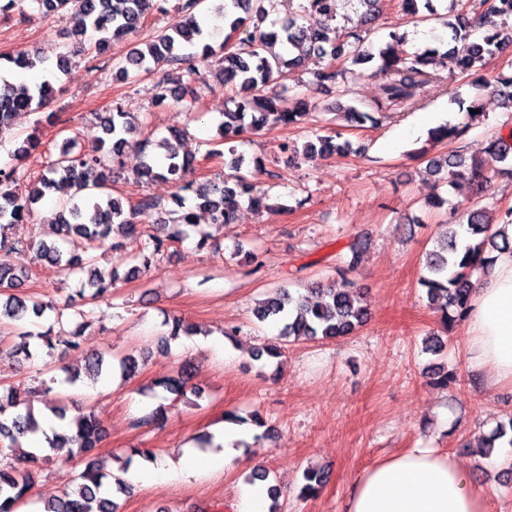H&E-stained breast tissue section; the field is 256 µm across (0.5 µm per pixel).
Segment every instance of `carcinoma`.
<instances>
[{
	"instance_id": "obj_1",
	"label": "carcinoma",
	"mask_w": 512,
	"mask_h": 512,
	"mask_svg": "<svg viewBox=\"0 0 512 512\" xmlns=\"http://www.w3.org/2000/svg\"><path fill=\"white\" fill-rule=\"evenodd\" d=\"M31 2L39 12L50 15L58 11L70 13L74 28L67 38L73 47L96 39V45L106 48L110 43L136 33L150 14L164 13L161 0H0V13L22 8ZM357 2L362 8L365 26L374 23L384 10L386 0H346ZM204 0H180L179 14L158 30L153 40L142 48H134L126 63L118 65L114 74L117 81L133 80L151 75L167 64L162 83L180 81L182 70L198 74L196 62L211 70L219 86L229 88L234 96L224 100V120L217 127L216 147L206 152L209 158L222 157L218 146L235 140L248 131H259L267 125L285 127L301 123L317 111V105L308 100L299 102L295 109L280 108L282 95L288 91V80L295 70L309 64L315 66L313 76L318 86L333 85L351 66L374 63L376 74L382 79V95L359 110L354 106L338 105L343 116L357 126L378 123L379 112H404L417 103L416 92L425 89L443 71H459L473 76V85L481 89L494 84L503 108L512 112V73H498L489 79L482 74L488 61L512 48V0H492V4L478 17L469 16L464 0H450L446 25L450 31L446 47L428 46L411 53H402L408 43V33L390 31L378 45L366 43L362 30L340 29L331 26L336 19L338 0H300L298 13L280 20L277 0H216L213 12L224 21V41L219 46L211 43L208 17L199 10ZM410 22L418 24L437 14L436 0H397ZM308 14L323 17L316 29L305 25ZM18 69L41 67L51 79L29 88L14 84L7 75L0 74V136L14 125L22 114L34 112L46 105L56 92L54 82L73 75L71 51L62 52L51 60L38 53L17 51L0 54ZM102 136L96 147L85 149L74 138L63 141L59 154L49 159L44 170L33 177L20 171L14 164L0 166V295L7 298L0 303V325L14 329L23 339L22 347L9 352L30 359L29 339H38L48 349L64 358L79 347L78 337L92 324V312H80L78 329L68 335L53 336L51 332H33L24 325L33 318H41L56 308L19 293L29 278L23 257L35 254L40 261L54 267H65L82 272L80 294L90 292L89 300L96 302L112 294L117 282L140 276L152 260L168 249L171 241L198 235L197 246L205 248L212 235L201 228L200 214L210 217L211 224L224 225L234 221L235 214L246 205L253 210L271 209L267 192L258 191L242 173L245 157L229 148L230 159L224 161L228 173L211 181L195 183L188 179L194 160L182 153L181 131L171 129V135L158 142L163 150L159 157L148 151L149 142L132 140L137 132L134 115L116 104L108 112L95 114ZM465 127L444 124L430 130V139L436 143L460 138ZM41 142L27 137L13 152L14 159L22 161L37 151ZM128 149H136L140 163L137 179L162 180L175 186L178 193L172 201L177 206L168 210L153 197H143L130 206L110 193L114 164L120 162ZM351 142L340 140L334 134L319 135L304 145V156L315 159L350 152ZM489 151L499 166H493L466 157L460 152L437 156L430 160L425 172L435 184H451L466 180L482 190L499 176L512 177V136L495 135ZM55 189L69 194L57 219L56 239L44 240L33 235L17 239L6 230L14 224L29 223L33 206L46 192ZM191 190L194 202L187 203L180 192ZM157 213L153 224H139L140 215ZM512 224V208L499 219L491 218L486 208H472L451 220L437 246L426 252L419 284L426 288L427 298L440 314L441 323L448 327L465 319L471 297L473 274L487 270L494 250L512 248V241L501 238L493 224ZM82 242L92 250L114 249L131 245L133 265L124 274L105 271L95 265V259L76 251H64L59 242ZM317 295L312 301L306 295L293 293L281 287L252 309L260 323L276 328L275 340L261 344L252 358L282 356V346L300 341H320L350 336L367 321L368 309L364 294L357 285L344 280L340 284H318L310 289ZM197 330L179 317H172L171 328L158 338V344L167 347L182 336H193ZM107 369L105 353L87 358L85 371L66 369V381L72 385L88 377L96 381ZM52 387L42 389L45 405L58 420L66 423L64 432L54 433L48 439L53 450L66 448L69 457L86 461L85 469L66 479L62 496L52 500L44 512H117L113 494H123L128 486L117 481L115 490L106 485V474L95 469L91 453L103 440V429L94 414L66 420V410L60 400L51 396ZM33 390L22 385L0 384V512H20L27 503L32 488L31 467L39 456L23 449L19 437L41 430L33 408ZM507 439L512 447V419L508 425H498L483 444L482 454L490 455L495 443ZM304 484L299 496H316L327 481V474L316 468L303 472Z\"/></svg>"
}]
</instances>
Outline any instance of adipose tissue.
Segmentation results:
<instances>
[{
  "label": "adipose tissue",
  "mask_w": 512,
  "mask_h": 512,
  "mask_svg": "<svg viewBox=\"0 0 512 512\" xmlns=\"http://www.w3.org/2000/svg\"><path fill=\"white\" fill-rule=\"evenodd\" d=\"M466 349L490 384L512 385V252L496 254L489 277L476 280L466 318ZM244 433L222 429L218 453L184 452L147 474L153 482L188 480L224 469L236 458ZM348 512H491L483 493L456 459L414 448L381 460L358 479Z\"/></svg>",
  "instance_id": "obj_1"
}]
</instances>
